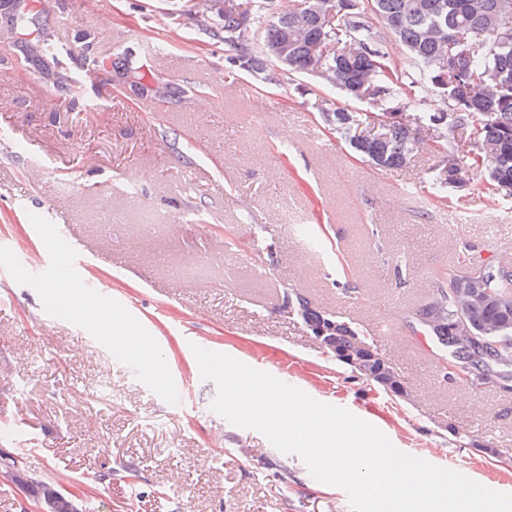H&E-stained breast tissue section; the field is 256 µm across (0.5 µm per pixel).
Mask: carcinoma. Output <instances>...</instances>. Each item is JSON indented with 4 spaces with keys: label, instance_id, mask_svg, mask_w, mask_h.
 Segmentation results:
<instances>
[{
    "label": "carcinoma",
    "instance_id": "carcinoma-1",
    "mask_svg": "<svg viewBox=\"0 0 512 512\" xmlns=\"http://www.w3.org/2000/svg\"><path fill=\"white\" fill-rule=\"evenodd\" d=\"M335 10L318 6L317 0H246L241 12L221 8L202 25L212 40L224 44L231 65L243 62L252 71L279 82L283 74L273 70L270 46L288 34L287 75H306L313 67L312 52L334 47L324 54L321 78L339 90L344 102H360L359 89L370 91L369 113L390 122L380 132L356 136L363 114L347 106L322 107L325 126L344 136L360 157L383 169L407 165L424 143L429 127L466 136L455 148H434L437 162L430 188L442 192L462 181L470 171L491 187L498 202L512 200V30L501 28L504 12H512V0H355L348 9L345 0H323ZM22 42L34 44L43 53L56 47L47 35L30 29L18 17ZM385 30L401 46L414 70L394 69L388 53L377 47L375 27ZM457 60L484 84L468 87L453 82L442 67L444 60ZM111 71L130 85L171 100L186 98L189 88L162 84L147 65H131L117 53ZM430 90L446 97L447 110L419 112L420 94ZM411 106L415 111L405 113ZM254 257L262 262L276 250V242L258 236L252 240ZM295 303L314 336L330 339L336 360L346 367L345 354L357 343L377 353L362 328L332 313L311 306L295 295ZM417 340L445 353L471 374V386L512 378V263L481 260L463 246L455 262L439 275L433 295L412 312ZM388 395L408 398L400 376L392 374L381 386ZM63 495L53 484L34 480L26 497L44 500Z\"/></svg>",
    "mask_w": 512,
    "mask_h": 512
}]
</instances>
